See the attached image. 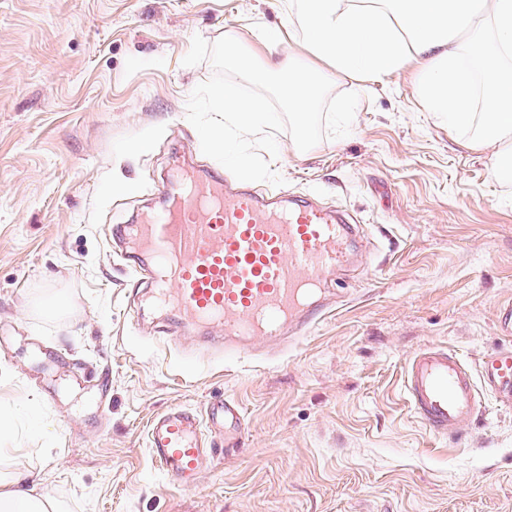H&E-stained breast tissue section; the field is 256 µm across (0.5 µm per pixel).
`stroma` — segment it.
<instances>
[{
  "mask_svg": "<svg viewBox=\"0 0 512 512\" xmlns=\"http://www.w3.org/2000/svg\"><path fill=\"white\" fill-rule=\"evenodd\" d=\"M289 0H0V476L37 474L63 512H512V409L486 399L458 438L431 435L404 377L443 346L471 368L506 343L512 182L449 134L407 74L333 76L359 102L349 134L300 151L276 136L272 168L294 195L343 212L354 256L342 300L281 354L184 367L149 338L146 290L129 295L112 227L158 209L168 173L216 169L187 119L210 62L193 36L242 43L281 28ZM109 375L95 406L94 377ZM244 418L235 454L169 485L146 447L157 413Z\"/></svg>",
  "mask_w": 512,
  "mask_h": 512,
  "instance_id": "1",
  "label": "stroma"
}]
</instances>
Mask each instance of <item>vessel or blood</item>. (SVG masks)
Masks as SVG:
<instances>
[{"label": "vessel or blood", "mask_w": 512, "mask_h": 512, "mask_svg": "<svg viewBox=\"0 0 512 512\" xmlns=\"http://www.w3.org/2000/svg\"><path fill=\"white\" fill-rule=\"evenodd\" d=\"M164 206L142 223L117 226L129 237L126 258L135 285L150 287L153 307L164 314L166 342L181 344V330L195 329L200 350L233 359L255 341L280 349L329 311L318 295L347 259L353 225L308 202L280 204L249 191L231 193L224 175L181 170L164 187ZM512 408V346L484 355L479 375L446 348H428L410 359L405 389L430 433L458 437L480 415L477 386ZM211 425L224 431V450L239 448L244 427L230 401L212 403ZM198 414L175 407L157 414L148 448L165 480L194 486L213 451Z\"/></svg>", "instance_id": "vessel-or-blood-1"}]
</instances>
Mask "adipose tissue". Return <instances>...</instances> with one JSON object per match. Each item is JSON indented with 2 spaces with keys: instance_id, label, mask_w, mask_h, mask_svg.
I'll return each mask as SVG.
<instances>
[{
  "instance_id": "1",
  "label": "adipose tissue",
  "mask_w": 512,
  "mask_h": 512,
  "mask_svg": "<svg viewBox=\"0 0 512 512\" xmlns=\"http://www.w3.org/2000/svg\"><path fill=\"white\" fill-rule=\"evenodd\" d=\"M289 33L256 36L243 48L225 38L245 81L274 73L298 128H305L328 80L321 63L337 72L378 78L409 71L427 111L449 130H475L471 149L492 147L491 174L512 179V0H291ZM298 39L308 57L297 65L276 61L283 36ZM25 472L0 483V512H59L48 496L24 487Z\"/></svg>"
}]
</instances>
